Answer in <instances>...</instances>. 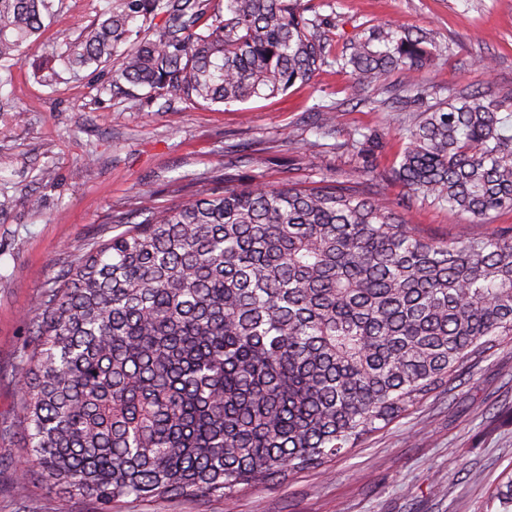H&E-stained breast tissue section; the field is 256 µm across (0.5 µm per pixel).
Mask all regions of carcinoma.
<instances>
[{
	"instance_id": "1",
	"label": "carcinoma",
	"mask_w": 512,
	"mask_h": 512,
	"mask_svg": "<svg viewBox=\"0 0 512 512\" xmlns=\"http://www.w3.org/2000/svg\"><path fill=\"white\" fill-rule=\"evenodd\" d=\"M112 0L67 56L76 72L121 56L117 80L231 103L282 94L328 64L304 0ZM51 0H0V62L50 16ZM166 21L129 42L131 26ZM423 32L378 28L334 60L361 91L433 66ZM512 98L476 90L411 111L389 177L482 224L512 210ZM355 179L228 186L114 215L125 229L68 252L29 318L14 366L22 436L16 490L56 512L127 498L230 499L317 469L512 336V226L462 224L429 240ZM472 231L480 236H489L500 227L512 225V211L492 212L485 224H472Z\"/></svg>"
}]
</instances>
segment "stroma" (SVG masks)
Here are the masks:
<instances>
[{
	"mask_svg": "<svg viewBox=\"0 0 512 512\" xmlns=\"http://www.w3.org/2000/svg\"><path fill=\"white\" fill-rule=\"evenodd\" d=\"M329 56L369 29L424 30L440 51L415 85L387 75L374 93L349 72L324 67L284 94L230 104L160 96L114 84L112 66L63 74L53 85L36 64L66 55L112 0H53L40 38L0 69V423L12 420L11 367L29 335L28 317L66 253L120 233L108 217L188 201L215 181L309 183L362 177L400 204L426 236H451L464 218L409 200L388 181L405 115L420 104L481 88L512 97V0H310ZM492 60L489 72L475 59ZM330 112L329 122L319 115ZM38 206H31L30 198ZM19 435L0 439V512H52L45 486L13 489L7 459ZM512 480V337L470 370L465 383L420 405L327 466L247 487L230 499L190 495L126 499L112 512H499L498 486Z\"/></svg>",
	"mask_w": 512,
	"mask_h": 512,
	"instance_id": "1",
	"label": "stroma"
}]
</instances>
